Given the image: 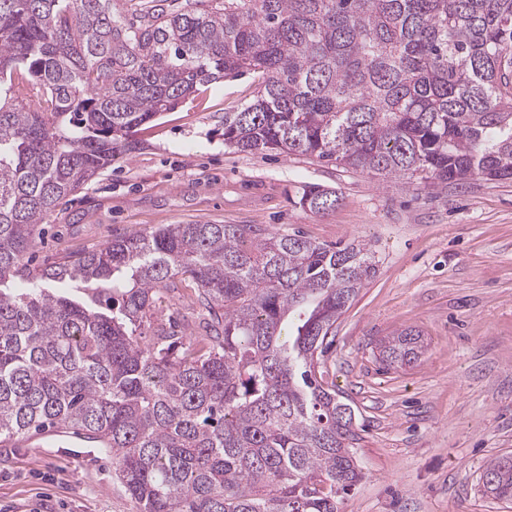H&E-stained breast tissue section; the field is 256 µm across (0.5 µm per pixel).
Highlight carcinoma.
<instances>
[{
    "label": "carcinoma",
    "instance_id": "1",
    "mask_svg": "<svg viewBox=\"0 0 512 512\" xmlns=\"http://www.w3.org/2000/svg\"><path fill=\"white\" fill-rule=\"evenodd\" d=\"M259 73L224 144L414 177L512 179V0H0V439L99 441L139 512H338L363 479L328 382L369 249L247 224H167L43 268L44 218L139 129ZM336 191L303 187L325 214ZM194 289L189 336L162 292ZM421 335L384 341L388 370ZM478 485L512 499V454Z\"/></svg>",
    "mask_w": 512,
    "mask_h": 512
}]
</instances>
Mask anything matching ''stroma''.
I'll list each match as a JSON object with an SVG mask.
<instances>
[{"label":"stroma","instance_id":"obj_1","mask_svg":"<svg viewBox=\"0 0 512 512\" xmlns=\"http://www.w3.org/2000/svg\"><path fill=\"white\" fill-rule=\"evenodd\" d=\"M258 82L221 80L146 125L142 150L115 159L46 217L29 264L163 224H248L367 244L377 272L337 321L326 355L357 415L354 452L365 473L339 512H512V501L477 490L485 462L512 453V180L434 189L229 148L224 116L247 105ZM308 184L335 189L336 207L319 215L296 205ZM406 329L421 334L423 354L381 369L378 343ZM138 510L98 445L54 429L0 445V512Z\"/></svg>","mask_w":512,"mask_h":512}]
</instances>
